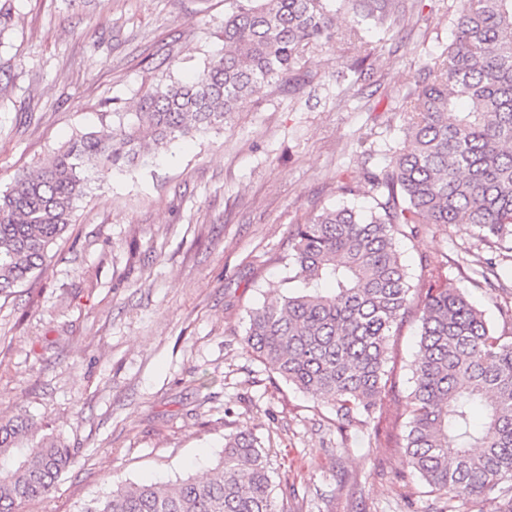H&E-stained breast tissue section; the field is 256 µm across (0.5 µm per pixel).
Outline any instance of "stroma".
I'll use <instances>...</instances> for the list:
<instances>
[{
    "mask_svg": "<svg viewBox=\"0 0 512 512\" xmlns=\"http://www.w3.org/2000/svg\"><path fill=\"white\" fill-rule=\"evenodd\" d=\"M335 36L305 56L312 82L266 87L225 123L153 162L103 170L77 204L43 272L0 294V414L26 411L73 448L49 496L19 512H80L128 482L204 474L224 435L259 436L279 512H473L426 492L404 453L418 323L395 331L393 389L374 421L335 411L285 383L244 348L247 312L287 274L290 232L341 199L370 201L367 172L404 141L401 105L453 39L456 0H407L350 41L346 0ZM231 0H13L0 32V193L73 135L118 126L163 80L224 51ZM368 55L362 71L358 50ZM412 276L425 254L442 277L512 330V246L457 224L403 239ZM498 260L493 286L479 261Z\"/></svg>",
    "mask_w": 512,
    "mask_h": 512,
    "instance_id": "stroma-1",
    "label": "stroma"
}]
</instances>
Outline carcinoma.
<instances>
[{
    "instance_id": "1",
    "label": "carcinoma",
    "mask_w": 512,
    "mask_h": 512,
    "mask_svg": "<svg viewBox=\"0 0 512 512\" xmlns=\"http://www.w3.org/2000/svg\"><path fill=\"white\" fill-rule=\"evenodd\" d=\"M224 16V55L191 81L142 97L136 121L83 133L0 194V294L43 271L49 248L94 175L131 167L141 151L224 125L268 84L298 81L305 54L333 38L328 0H235ZM362 21L396 0H348ZM429 80L406 97V141L370 172L373 205L323 210L292 230L286 266L301 287L248 312V353L336 411L370 420L390 382L392 329L416 305L419 351L405 455L421 481L448 499L493 500L512 512V339L451 285L445 264L420 258L417 284L396 239L429 226L467 224L486 241L512 237V0H458L455 35ZM60 436L38 435L24 413L0 416V512L52 493L73 463ZM262 441L224 434L204 477L121 484L81 512H279Z\"/></svg>"
}]
</instances>
